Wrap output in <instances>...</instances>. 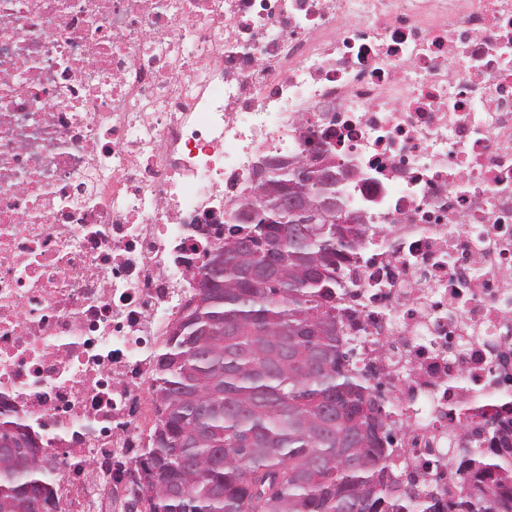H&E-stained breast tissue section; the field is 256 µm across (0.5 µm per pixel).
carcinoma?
<instances>
[{
    "label": "carcinoma",
    "mask_w": 512,
    "mask_h": 512,
    "mask_svg": "<svg viewBox=\"0 0 512 512\" xmlns=\"http://www.w3.org/2000/svg\"><path fill=\"white\" fill-rule=\"evenodd\" d=\"M280 198L224 230L217 288L190 295L158 353L157 417L123 512H411L385 460L380 395L350 366L336 304L363 224H283ZM458 441L457 512H512V421ZM40 435L0 416V512H58Z\"/></svg>",
    "instance_id": "1"
}]
</instances>
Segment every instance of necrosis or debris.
Wrapping results in <instances>:
<instances>
[{
	"instance_id": "4bbe7bcc",
	"label": "necrosis or debris",
	"mask_w": 512,
	"mask_h": 512,
	"mask_svg": "<svg viewBox=\"0 0 512 512\" xmlns=\"http://www.w3.org/2000/svg\"><path fill=\"white\" fill-rule=\"evenodd\" d=\"M323 143L391 469L447 470L460 407L512 418V0H0V412L63 512H113L188 267Z\"/></svg>"
}]
</instances>
